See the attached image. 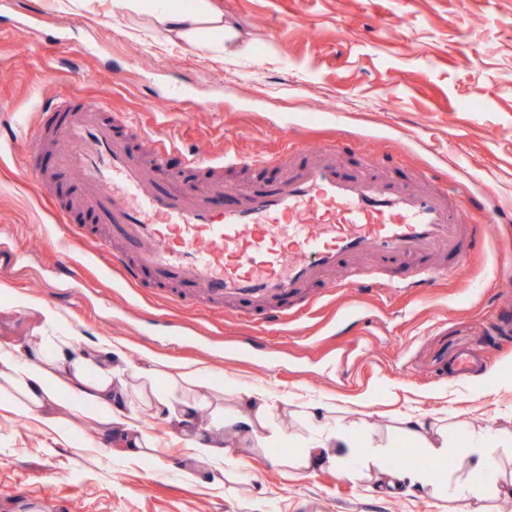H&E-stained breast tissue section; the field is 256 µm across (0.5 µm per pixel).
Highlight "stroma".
I'll use <instances>...</instances> for the list:
<instances>
[{
	"label": "stroma",
	"instance_id": "obj_1",
	"mask_svg": "<svg viewBox=\"0 0 512 512\" xmlns=\"http://www.w3.org/2000/svg\"><path fill=\"white\" fill-rule=\"evenodd\" d=\"M241 33L238 51L217 54L201 32L194 43L170 36L152 14L122 12L117 0H0V342L28 343L56 319L84 349L120 345L128 363L159 361L211 373L194 388L231 417L240 389L268 390L270 426L239 439L223 468L187 456L133 387L154 456L113 452L93 413L57 407L55 428L10 410L0 393V512L30 495L41 512H468L467 502L427 490L376 491L371 471L346 476L297 467L312 437L310 405L321 425L359 435L361 451L421 463L418 441L400 419L422 413L449 440L468 433L512 434V0H221ZM29 16L43 29H70L72 42L47 45L15 28ZM60 94L106 99L147 130L171 119L178 152L171 173L201 172L185 151L272 156L279 129L308 146L335 140L344 168H357L352 132L372 133L373 152L396 176L433 165L502 210L485 227L484 250L460 262L435 288L400 295L378 287L361 295L313 289L309 309L285 325H248L226 313L176 304L154 289L134 290L91 262L90 243L72 252L76 276L58 279L51 203L38 194L74 193L76 174L58 172L50 151L25 169L10 129L36 120ZM33 300L37 309L26 308ZM359 311L351 334L336 324ZM203 328V344L173 340L152 315ZM241 336L261 346L234 349ZM487 361L484 375L458 381L460 351Z\"/></svg>",
	"mask_w": 512,
	"mask_h": 512
}]
</instances>
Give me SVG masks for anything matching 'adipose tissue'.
<instances>
[{"mask_svg":"<svg viewBox=\"0 0 512 512\" xmlns=\"http://www.w3.org/2000/svg\"><path fill=\"white\" fill-rule=\"evenodd\" d=\"M155 13L167 33L187 42L194 41L204 30L219 33L226 41L237 37L234 29L225 25L224 12L215 0H191L190 4L179 7L164 5L156 8ZM77 342V337L62 336L55 328H48L38 341L41 361L37 364L22 358L18 346L0 343V379L17 392L11 400L12 406L52 428L56 425L52 408L59 402H68L78 410L94 413L104 424L106 433L114 437L121 455L130 459L145 456L151 441L138 424L129 400L128 369L117 364L115 349H102L100 360L95 363L76 351ZM238 399L239 408L232 426L241 433L257 434L271 417L270 402L256 389L241 391ZM157 404L160 410L166 411L172 432L182 437L190 456L223 462L229 444L223 435L203 425L204 406L200 401L186 396L174 402L169 393L163 392L158 394ZM403 424L408 434L422 440L428 459L449 468L456 462L466 461L479 473V483L451 484L441 471L432 469H391L380 454L367 457L358 454L356 435L340 429L311 438L299 462L311 467L326 461L350 475L360 467L376 468L381 474L379 486L389 494L402 486L409 490L428 487L458 500L478 501L483 498L485 488L491 487L500 496L512 497V484L501 482L492 462L496 447L485 436L467 438L452 447L447 432L428 431L419 415H406Z\"/></svg>","mask_w":512,"mask_h":512,"instance_id":"1","label":"adipose tissue"}]
</instances>
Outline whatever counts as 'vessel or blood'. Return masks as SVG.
Instances as JSON below:
<instances>
[{"mask_svg": "<svg viewBox=\"0 0 512 512\" xmlns=\"http://www.w3.org/2000/svg\"><path fill=\"white\" fill-rule=\"evenodd\" d=\"M15 147L28 161L50 149L58 170L80 175L76 203L91 223L68 225L57 240L60 276L72 273L73 241L85 239L126 285L149 277L174 301L217 311L233 301L253 323L287 321L311 288L379 286L394 268L397 288L434 287L448 269L433 258L462 261L497 218L480 195L449 189L432 169L401 181L366 151L349 173L335 145L312 150L298 140L278 154L274 183L240 184L235 205L219 211L225 169L250 159L196 151L187 164L208 177L176 180L167 167L175 142L95 96L59 97Z\"/></svg>", "mask_w": 512, "mask_h": 512, "instance_id": "obj_1", "label": "vessel or blood"}]
</instances>
